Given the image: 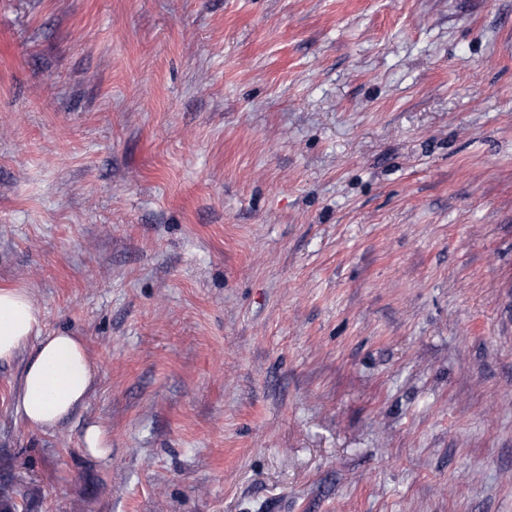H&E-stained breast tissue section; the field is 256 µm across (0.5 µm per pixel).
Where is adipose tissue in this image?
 <instances>
[{
    "instance_id": "1",
    "label": "adipose tissue",
    "mask_w": 512,
    "mask_h": 512,
    "mask_svg": "<svg viewBox=\"0 0 512 512\" xmlns=\"http://www.w3.org/2000/svg\"><path fill=\"white\" fill-rule=\"evenodd\" d=\"M42 313L21 288H0V362L26 361L15 396L16 410L31 427L56 428L86 400L94 373L80 337L42 335Z\"/></svg>"
}]
</instances>
